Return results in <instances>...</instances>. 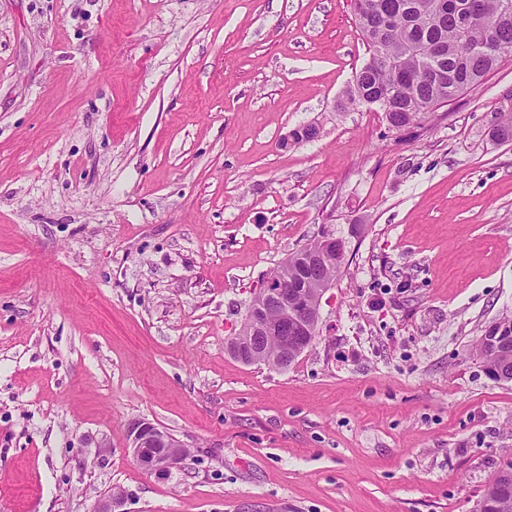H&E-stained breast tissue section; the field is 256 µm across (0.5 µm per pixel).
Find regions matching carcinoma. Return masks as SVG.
Segmentation results:
<instances>
[{"instance_id": "1", "label": "carcinoma", "mask_w": 512, "mask_h": 512, "mask_svg": "<svg viewBox=\"0 0 512 512\" xmlns=\"http://www.w3.org/2000/svg\"><path fill=\"white\" fill-rule=\"evenodd\" d=\"M372 34L380 39L388 57L404 59L402 70L364 64L356 84L347 92L352 104L363 103L381 89L391 93L384 118L389 128L405 131L424 127L444 100L463 93V87L479 84L512 48V14L503 16L504 0H369ZM478 5L481 19L468 21L470 6ZM369 59L377 53L375 42L366 40ZM492 138L512 141V110L503 113L492 129ZM288 280L307 289L314 300L317 275L298 265L288 269ZM479 357L494 380L512 381V350L488 352L478 343ZM498 472L483 495L480 512H512V492L502 488L512 478V460Z\"/></svg>"}]
</instances>
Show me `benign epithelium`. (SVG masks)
Here are the masks:
<instances>
[{"label":"benign epithelium","instance_id":"7a95c632","mask_svg":"<svg viewBox=\"0 0 512 512\" xmlns=\"http://www.w3.org/2000/svg\"><path fill=\"white\" fill-rule=\"evenodd\" d=\"M345 242L333 235L318 238L308 250L314 267L325 258L342 264L345 260ZM320 306H312L288 284V277L268 279L254 296L249 312L237 336L228 347L244 361L260 360L263 343L271 341L277 354V363L289 361L311 344V336L319 332ZM127 453L144 471L167 474L182 467L188 458L183 446L166 430L142 420L134 422L128 430ZM94 512H128L126 497L107 494L98 500Z\"/></svg>","mask_w":512,"mask_h":512}]
</instances>
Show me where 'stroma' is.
<instances>
[{
    "label": "stroma",
    "mask_w": 512,
    "mask_h": 512,
    "mask_svg": "<svg viewBox=\"0 0 512 512\" xmlns=\"http://www.w3.org/2000/svg\"><path fill=\"white\" fill-rule=\"evenodd\" d=\"M368 57L352 0H0V512H476L512 459L476 353L512 319V50L402 132L346 102ZM324 229L312 347L234 359ZM143 419L182 468L135 464ZM325 234L326 233H322L324 236L321 235V237L318 238V241H315L306 251L309 258L311 260H315L313 266L315 268L319 267L323 262L322 260L325 258L336 259L341 265L345 260V242L333 235ZM156 448L166 449L159 453ZM126 451L142 470L160 475L182 467L188 458L172 434L145 420L130 425Z\"/></svg>",
    "instance_id": "obj_1"
}]
</instances>
